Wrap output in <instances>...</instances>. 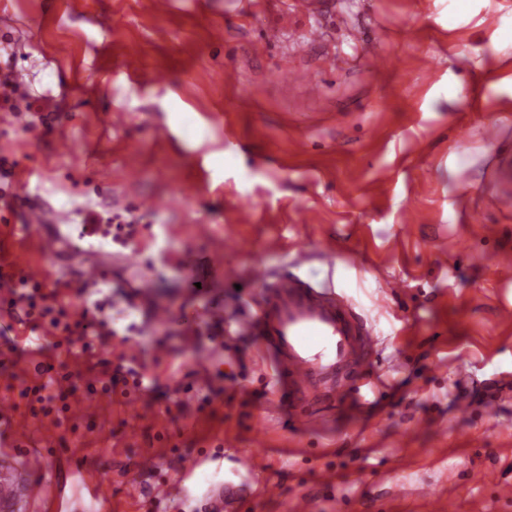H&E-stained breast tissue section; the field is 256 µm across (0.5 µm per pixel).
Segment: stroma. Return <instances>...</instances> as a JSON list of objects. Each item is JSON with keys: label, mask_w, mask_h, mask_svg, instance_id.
Masks as SVG:
<instances>
[{"label": "stroma", "mask_w": 512, "mask_h": 512, "mask_svg": "<svg viewBox=\"0 0 512 512\" xmlns=\"http://www.w3.org/2000/svg\"><path fill=\"white\" fill-rule=\"evenodd\" d=\"M154 2L0 0V55L23 75L15 111L0 112V159L26 181L12 219L51 215L24 232L0 223V260L68 280L72 304L80 277L108 266L89 299L118 332L111 363L137 357L158 385L131 405L82 401L83 438L20 410L0 424L1 444L27 442L36 478L71 459L105 489L93 502L71 478L62 505L31 512H202L208 493L253 472L279 485L253 512H293L304 495L316 512H424L393 498L394 482L432 490L434 512H512V283L494 273L512 265V208L499 204L512 195V0H324L316 16L294 0L253 13L244 0ZM366 28L393 68L353 60ZM332 53L341 69H328ZM131 204L144 299L128 250L56 240L77 233L83 208ZM295 261L372 328L385 405L310 426L264 412L270 360L231 323L260 303L258 272ZM389 278L398 294L383 292ZM159 306L170 318L157 324ZM184 455L203 462L195 481ZM214 462L218 480L204 470ZM484 469L498 482L480 483ZM158 483L173 491L153 508Z\"/></svg>", "instance_id": "1"}]
</instances>
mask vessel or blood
I'll return each mask as SVG.
<instances>
[{
  "instance_id": "1",
  "label": "vessel or blood",
  "mask_w": 512,
  "mask_h": 512,
  "mask_svg": "<svg viewBox=\"0 0 512 512\" xmlns=\"http://www.w3.org/2000/svg\"><path fill=\"white\" fill-rule=\"evenodd\" d=\"M354 51L373 68L386 66L379 40L358 36ZM265 302L256 313L234 319L236 334L259 337L273 357L281 384L271 408L290 407L300 424H311L321 408L350 395L363 403L381 400L384 383L375 369L377 340L353 305L335 288L303 279L297 266L259 274ZM277 493L270 480L251 478L226 485L206 505L207 512H251L254 487ZM59 481L36 482L20 460L19 451L0 454V512H29L32 499L59 502Z\"/></svg>"
}]
</instances>
